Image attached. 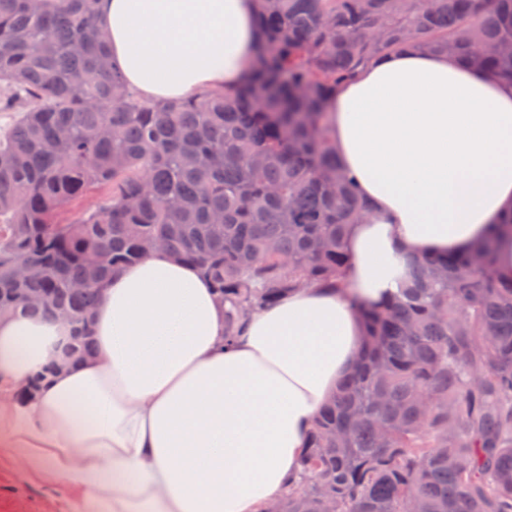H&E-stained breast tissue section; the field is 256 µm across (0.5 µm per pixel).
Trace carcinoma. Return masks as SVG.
I'll return each mask as SVG.
<instances>
[{
  "instance_id": "carcinoma-1",
  "label": "carcinoma",
  "mask_w": 512,
  "mask_h": 512,
  "mask_svg": "<svg viewBox=\"0 0 512 512\" xmlns=\"http://www.w3.org/2000/svg\"><path fill=\"white\" fill-rule=\"evenodd\" d=\"M256 2L236 90L159 104L114 71L96 0H0V305L68 312L80 360L99 285L156 243L210 281L230 341L301 284L341 287L366 205L325 108L369 59L409 47L512 80V0ZM357 312L365 348L282 512H512V277L494 240L413 260L399 296Z\"/></svg>"
}]
</instances>
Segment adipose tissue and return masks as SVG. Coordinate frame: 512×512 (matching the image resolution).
Instances as JSON below:
<instances>
[{"instance_id": "obj_1", "label": "adipose tissue", "mask_w": 512, "mask_h": 512, "mask_svg": "<svg viewBox=\"0 0 512 512\" xmlns=\"http://www.w3.org/2000/svg\"><path fill=\"white\" fill-rule=\"evenodd\" d=\"M97 19L116 68L156 101L234 90L257 32L255 0H98ZM326 112L372 206L345 238L343 288L288 293L228 346L209 281L155 250L101 285L94 354L78 363L68 322L0 316V454L53 479L69 512H265L364 346L356 302L390 297L412 258L489 237L512 275V82L404 48Z\"/></svg>"}]
</instances>
